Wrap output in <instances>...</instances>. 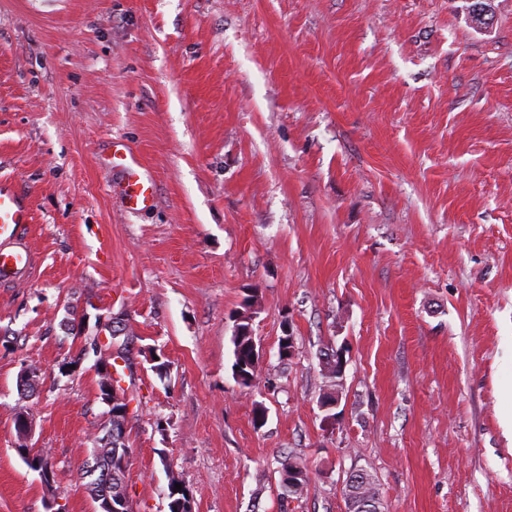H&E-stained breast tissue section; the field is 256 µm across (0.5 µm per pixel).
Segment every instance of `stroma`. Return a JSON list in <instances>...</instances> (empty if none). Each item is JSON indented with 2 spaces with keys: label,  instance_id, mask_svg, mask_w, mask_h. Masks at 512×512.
<instances>
[{
  "label": "stroma",
  "instance_id": "35a3bbf8",
  "mask_svg": "<svg viewBox=\"0 0 512 512\" xmlns=\"http://www.w3.org/2000/svg\"><path fill=\"white\" fill-rule=\"evenodd\" d=\"M488 3L478 30L469 0H0V177L30 198L35 256L0 281V512H93L108 407L65 327L92 308L129 335L134 512H167L171 469L194 512H348L358 470L383 512H512V0ZM115 138L151 210L126 212ZM23 411L52 485L15 450ZM106 160L112 170L122 173V191L128 212L138 213L152 208L155 204L153 176L131 149L122 141H113ZM251 316L239 315L236 319L233 344V375L243 387L256 385L260 375V350L250 323ZM239 367V370H235ZM325 352L322 354L320 352V365L321 367V375L324 382V389L326 388V392L324 393L321 399V407L326 411H331L338 404L339 395L336 396V402L331 405L329 408H325L328 401L332 400L336 394V357L334 359H329L325 356ZM325 356V357H322ZM308 485V475L305 467L285 457L281 462L280 488L281 495L286 499H298L303 496Z\"/></svg>",
  "mask_w": 512,
  "mask_h": 512
}]
</instances>
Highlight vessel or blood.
<instances>
[{
  "label": "vessel or blood",
  "mask_w": 512,
  "mask_h": 512,
  "mask_svg": "<svg viewBox=\"0 0 512 512\" xmlns=\"http://www.w3.org/2000/svg\"><path fill=\"white\" fill-rule=\"evenodd\" d=\"M107 164L122 175V191L128 212L138 213L155 204V185L150 171L121 141L113 142ZM33 221L28 196L16 181L0 179V279L24 282L34 258L27 236Z\"/></svg>",
  "instance_id": "obj_1"
}]
</instances>
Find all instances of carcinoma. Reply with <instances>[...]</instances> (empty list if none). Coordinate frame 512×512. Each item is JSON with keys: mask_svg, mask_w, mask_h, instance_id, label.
Masks as SVG:
<instances>
[{"mask_svg": "<svg viewBox=\"0 0 512 512\" xmlns=\"http://www.w3.org/2000/svg\"><path fill=\"white\" fill-rule=\"evenodd\" d=\"M251 317H237L233 344V375L243 387L256 385L260 375V350L250 323ZM69 331L76 337H83L82 351L95 352L98 337L82 335L79 318L68 321ZM321 375L326 392L321 399V406H326L336 394V360L320 358ZM127 416L109 413V435L105 440L97 441L91 451L92 460L86 463L83 477L89 479L86 488L92 499H97L103 486L112 489V498L127 497L126 473L128 466L121 461L129 458V448L125 443V426ZM184 484L182 475L172 469L168 470V512H192L193 501L187 488L176 490L175 485ZM308 485L305 467L287 457L281 462L280 488L281 495L286 499H298L303 496ZM347 500L349 512H382L378 485L369 473L353 474L347 481Z\"/></svg>", "mask_w": 512, "mask_h": 512, "instance_id": "cac0c4a2", "label": "carcinoma"}]
</instances>
